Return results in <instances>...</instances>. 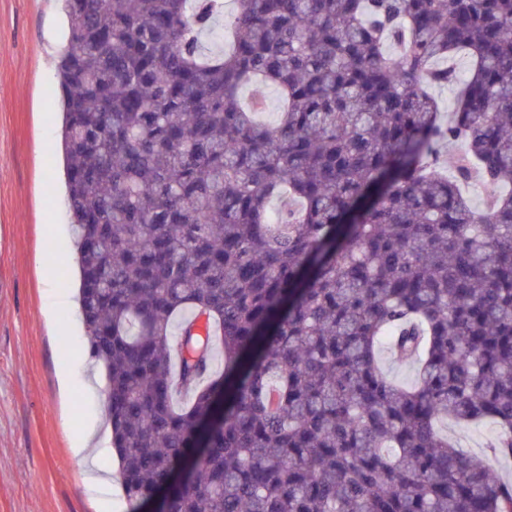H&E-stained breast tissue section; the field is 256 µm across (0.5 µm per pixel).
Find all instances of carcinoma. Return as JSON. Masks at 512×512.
Segmentation results:
<instances>
[{"mask_svg": "<svg viewBox=\"0 0 512 512\" xmlns=\"http://www.w3.org/2000/svg\"><path fill=\"white\" fill-rule=\"evenodd\" d=\"M64 2L80 314L129 512H512L438 430L488 422L512 458V0H233L215 52L223 0ZM448 66L453 67L456 78L453 82L448 83V86H437L432 89L438 102L441 116L445 120H447L449 112H452L454 109L458 80L467 78L470 75V60L466 55L461 54L448 61Z\"/></svg>", "mask_w": 512, "mask_h": 512, "instance_id": "1", "label": "carcinoma"}]
</instances>
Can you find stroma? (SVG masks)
<instances>
[{"label":"stroma","mask_w":512,"mask_h":512,"mask_svg":"<svg viewBox=\"0 0 512 512\" xmlns=\"http://www.w3.org/2000/svg\"><path fill=\"white\" fill-rule=\"evenodd\" d=\"M62 0H0V512H108L90 499L72 451L87 418L104 419L105 373L88 359L78 314L79 270L66 244L58 55ZM57 243L53 284L40 259ZM65 298L47 324L46 290ZM81 382L58 394L61 363Z\"/></svg>","instance_id":"1"}]
</instances>
